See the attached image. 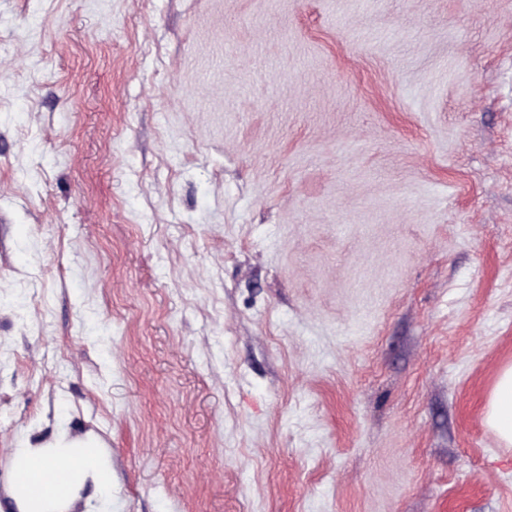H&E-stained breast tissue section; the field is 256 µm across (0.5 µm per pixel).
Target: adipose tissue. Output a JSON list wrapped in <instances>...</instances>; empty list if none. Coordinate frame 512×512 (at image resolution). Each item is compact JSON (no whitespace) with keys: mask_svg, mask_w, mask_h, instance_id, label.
<instances>
[{"mask_svg":"<svg viewBox=\"0 0 512 512\" xmlns=\"http://www.w3.org/2000/svg\"><path fill=\"white\" fill-rule=\"evenodd\" d=\"M485 418L498 438L512 444V366L499 372ZM112 487V466L92 434L62 431L50 440H21L12 452L7 495L16 512H70L86 485Z\"/></svg>","mask_w":512,"mask_h":512,"instance_id":"adipose-tissue-1","label":"adipose tissue"}]
</instances>
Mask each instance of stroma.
Instances as JSON below:
<instances>
[{
	"mask_svg": "<svg viewBox=\"0 0 512 512\" xmlns=\"http://www.w3.org/2000/svg\"><path fill=\"white\" fill-rule=\"evenodd\" d=\"M512 0H0V502L512 512ZM485 418L498 438L512 444V366L501 369L489 394ZM92 484L112 489V466L90 433L61 431L50 440H21L12 452L7 495L16 512H64Z\"/></svg>",
	"mask_w": 512,
	"mask_h": 512,
	"instance_id": "stroma-1",
	"label": "stroma"
}]
</instances>
